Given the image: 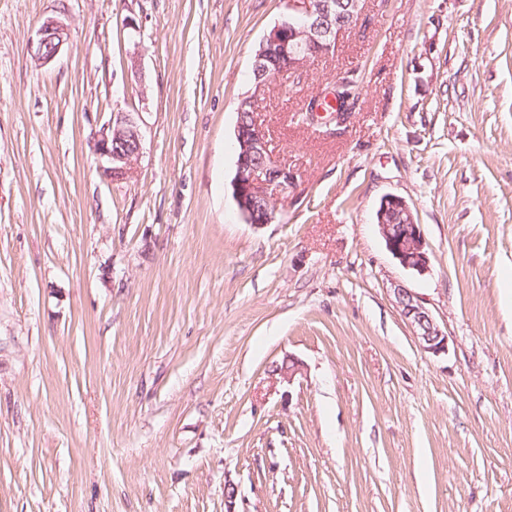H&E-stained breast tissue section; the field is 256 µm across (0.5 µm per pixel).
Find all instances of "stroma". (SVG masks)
<instances>
[{
	"label": "stroma",
	"mask_w": 512,
	"mask_h": 512,
	"mask_svg": "<svg viewBox=\"0 0 512 512\" xmlns=\"http://www.w3.org/2000/svg\"><path fill=\"white\" fill-rule=\"evenodd\" d=\"M284 12L0 0V512H512V0H364L272 80L258 120L297 185L257 228L237 107ZM50 16L70 38L42 65ZM343 76L345 124L293 121ZM117 110L143 155L110 183L92 144ZM388 194L426 274L385 247ZM390 209L395 210L402 220L400 229L395 226L400 224L395 213L387 218ZM376 219L386 249L399 264L419 275L428 272L430 257L427 245L421 226L417 224L407 201L394 194L384 196L382 206L377 210ZM396 306L411 325L420 346L433 354L448 350V336L438 325L425 303L409 288L398 284L393 288Z\"/></svg>",
	"instance_id": "stroma-1"
}]
</instances>
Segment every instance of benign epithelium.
Returning <instances> with one entry per match:
<instances>
[{"mask_svg": "<svg viewBox=\"0 0 512 512\" xmlns=\"http://www.w3.org/2000/svg\"><path fill=\"white\" fill-rule=\"evenodd\" d=\"M288 13L259 42L252 71L251 91L239 103L236 138L241 149L236 161L234 198L244 221L256 227L276 220L277 209L271 190L286 191L295 185L297 174L278 164L268 149L267 133L258 122L255 106L272 79L294 74L312 58L329 54L337 38L353 29L361 17V0H286ZM67 26L55 17L46 18L32 43L33 58L42 64L51 62L67 43ZM320 101L338 110L330 120H345L355 108L353 97L338 99L321 96ZM139 113L117 111L103 124L94 139L93 152L101 176L121 181L132 172L143 151V133ZM398 213L401 227L387 223L389 210ZM386 249L399 264L423 275L430 268L427 245L407 201L398 195L383 197L376 213ZM396 306L411 325L420 346L427 352L448 351V336L438 325L425 303L410 289L398 284L393 288Z\"/></svg>", "mask_w": 512, "mask_h": 512, "instance_id": "7a95c632", "label": "benign epithelium"}]
</instances>
